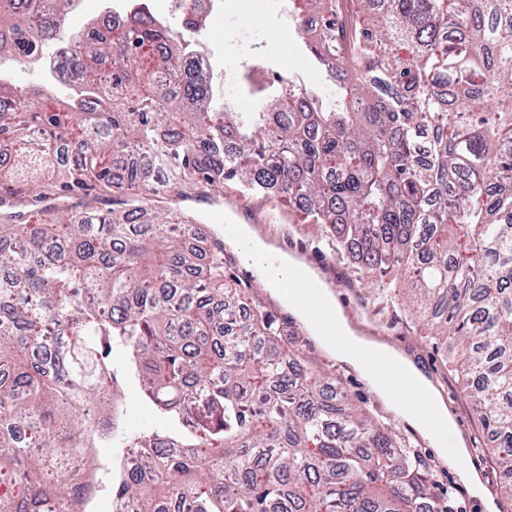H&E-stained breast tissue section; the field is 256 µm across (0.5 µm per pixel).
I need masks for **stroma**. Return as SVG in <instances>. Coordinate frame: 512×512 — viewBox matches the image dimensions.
I'll return each mask as SVG.
<instances>
[{"label": "stroma", "mask_w": 512, "mask_h": 512, "mask_svg": "<svg viewBox=\"0 0 512 512\" xmlns=\"http://www.w3.org/2000/svg\"><path fill=\"white\" fill-rule=\"evenodd\" d=\"M224 2L223 25L208 27L207 32L225 71L240 72L250 60L257 59L269 71L286 74L310 87L329 88L324 66L303 48L295 17L281 9L280 0H256L252 12L244 17L238 12L239 0ZM222 197L225 209L234 211L242 223L252 225L275 248L315 270L355 329L402 351L430 378L456 421L469 451L468 463L481 474L496 512H512V501L501 490L500 474L489 462L487 434L479 416L449 369L441 339L433 335L408 296L382 293L357 281L351 262L336 255L296 206L283 210L274 201L243 198L231 184L224 186ZM336 368L358 405L377 411L382 423L397 434L410 436L411 447L432 469L437 493L452 512H486L482 500L442 463L429 438L411 437L410 426L392 412L356 370L342 362Z\"/></svg>", "instance_id": "35a3bbf8"}]
</instances>
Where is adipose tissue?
I'll return each instance as SVG.
<instances>
[{
	"label": "adipose tissue",
	"instance_id": "ef3b65f1",
	"mask_svg": "<svg viewBox=\"0 0 512 512\" xmlns=\"http://www.w3.org/2000/svg\"><path fill=\"white\" fill-rule=\"evenodd\" d=\"M235 245L246 252L259 255V262L254 268L263 281L270 285L289 282L293 273H301L304 279H312L313 271L305 264L287 253L274 249L268 242L257 235L249 225L237 227L233 239ZM323 300L330 317L336 324V335L324 337V345L332 351L336 359L357 370H365L366 355L374 350H383L388 367L382 371L365 370L366 378L372 389L385 400L389 407L402 420L414 427L424 428L430 441L438 448L444 449L449 465L456 470L462 483L473 494L484 495L485 488L478 472L466 466L464 460L468 454L463 441L455 440L456 425L448 413V408L438 390L421 370L408 358L392 348H379L377 343L357 335L350 327L341 309L337 306L331 292H324ZM403 375L411 378L421 391L424 402L416 404L413 400L398 393L394 379Z\"/></svg>",
	"mask_w": 512,
	"mask_h": 512
}]
</instances>
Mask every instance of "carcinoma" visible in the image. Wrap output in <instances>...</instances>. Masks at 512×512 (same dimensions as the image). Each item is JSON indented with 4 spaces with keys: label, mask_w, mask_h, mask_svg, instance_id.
Returning <instances> with one entry per match:
<instances>
[{
    "label": "carcinoma",
    "mask_w": 512,
    "mask_h": 512,
    "mask_svg": "<svg viewBox=\"0 0 512 512\" xmlns=\"http://www.w3.org/2000/svg\"><path fill=\"white\" fill-rule=\"evenodd\" d=\"M349 100L297 85L265 112L214 95L169 27L73 37L83 90L37 110L0 84V512H448L403 438L358 411L288 316L247 300L224 237L153 203L198 185L304 200L308 223L444 339L512 478V0H301ZM0 61L57 26L0 0ZM138 388L155 422L112 423ZM139 464L99 483L92 449ZM85 485L59 477L72 451Z\"/></svg>",
    "instance_id": "cac0c4a2"
}]
</instances>
